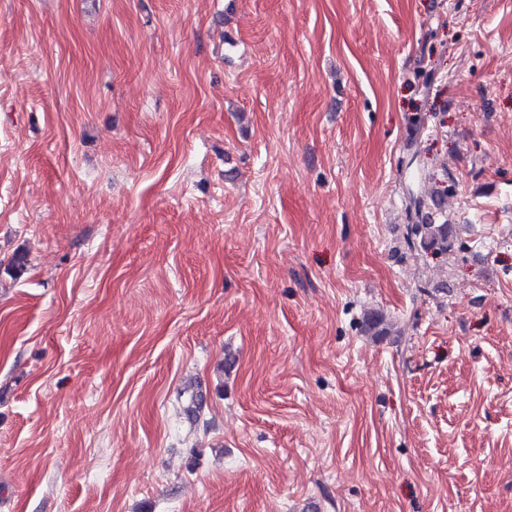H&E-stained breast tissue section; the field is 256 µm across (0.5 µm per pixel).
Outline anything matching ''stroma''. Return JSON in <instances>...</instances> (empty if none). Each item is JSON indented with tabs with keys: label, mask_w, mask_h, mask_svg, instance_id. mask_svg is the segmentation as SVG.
Masks as SVG:
<instances>
[{
	"label": "stroma",
	"mask_w": 512,
	"mask_h": 512,
	"mask_svg": "<svg viewBox=\"0 0 512 512\" xmlns=\"http://www.w3.org/2000/svg\"><path fill=\"white\" fill-rule=\"evenodd\" d=\"M511 57L512 0H0V512H512ZM425 211L419 224H407L405 243L412 251L416 242L423 250H432L436 255L448 253V218L442 210L432 211L423 202Z\"/></svg>",
	"instance_id": "1"
}]
</instances>
